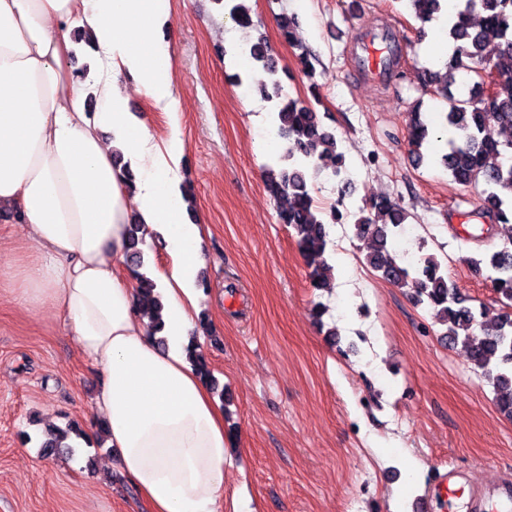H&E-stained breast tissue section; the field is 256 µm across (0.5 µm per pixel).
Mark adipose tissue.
<instances>
[{
    "mask_svg": "<svg viewBox=\"0 0 512 512\" xmlns=\"http://www.w3.org/2000/svg\"><path fill=\"white\" fill-rule=\"evenodd\" d=\"M78 10L110 58L93 113L69 62L66 22ZM170 18V0H0V217L25 225L39 253L21 300L54 308L103 375L95 409L149 512H224V413L184 352L204 244L171 174L182 143L174 135L153 150L130 110L135 91L178 119L173 57L155 38ZM117 150L137 173L135 192ZM133 213L169 257L162 347L118 274Z\"/></svg>",
    "mask_w": 512,
    "mask_h": 512,
    "instance_id": "ef3b65f1",
    "label": "adipose tissue"
}]
</instances>
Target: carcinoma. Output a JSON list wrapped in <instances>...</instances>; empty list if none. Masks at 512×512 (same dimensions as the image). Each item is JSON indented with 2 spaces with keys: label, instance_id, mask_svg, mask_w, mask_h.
<instances>
[{
  "label": "carcinoma",
  "instance_id": "carcinoma-1",
  "mask_svg": "<svg viewBox=\"0 0 512 512\" xmlns=\"http://www.w3.org/2000/svg\"><path fill=\"white\" fill-rule=\"evenodd\" d=\"M415 20L422 24L442 17L447 0H406ZM229 16L241 27L254 25L245 0H234ZM297 17L281 20V36L298 50L297 58L304 75L313 78L315 56L303 43ZM448 43L453 45L447 65L462 77L464 95H455L452 82H438V72L424 68L418 74L424 91L435 93L448 102V112L442 116L441 127L451 132L450 151L442 155V163L459 184L470 187L483 185L480 210L499 224H512V141L494 138L491 128L512 127V0H460L454 14L448 18ZM494 54H486L488 46ZM252 60L261 65L270 76V84L262 88L263 96L282 101L277 107V130L288 139L291 147L284 163L269 166L264 171V182L278 203L279 222L292 228L297 246L310 267L314 287L321 288L334 277V265L327 255L330 243V225L336 216L314 205L310 170H329L335 177L346 171L343 153L338 151L335 134L327 129L314 105L305 100L283 97L264 40L249 49ZM491 70L501 79L503 89L499 96L487 100L482 95L477 71ZM409 141L413 161L420 165L427 158L423 152L434 130L419 111L408 115ZM407 214L389 198L367 202L360 209V217L353 224V238L363 242L364 260L374 271L390 283L413 289L412 300L433 310L445 327L443 335L453 342L468 347L474 369L492 380L498 409L512 418V237L487 258L467 259L478 272L488 271L494 291L503 311L485 336L475 342L474 331L480 326L477 313L458 288L448 280L442 263L428 256L414 266L403 264L390 253L388 239L402 224ZM145 240L141 225H129L126 262L135 280V310L149 320L148 326L159 344L164 329L161 312L164 307L159 285L147 266ZM192 367L210 386L212 393L224 399V387L213 375L209 361L198 352L194 339L185 347ZM95 434H87L85 426L77 421L66 427L47 428L41 433L40 452L44 456L70 454L76 441L88 446L103 447L105 422L97 420Z\"/></svg>",
  "mask_w": 512,
  "mask_h": 512
}]
</instances>
